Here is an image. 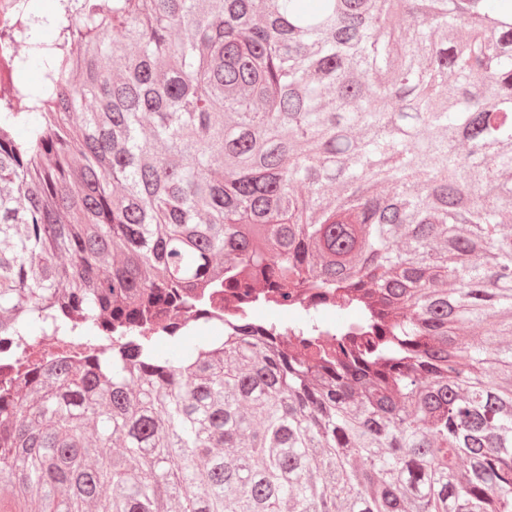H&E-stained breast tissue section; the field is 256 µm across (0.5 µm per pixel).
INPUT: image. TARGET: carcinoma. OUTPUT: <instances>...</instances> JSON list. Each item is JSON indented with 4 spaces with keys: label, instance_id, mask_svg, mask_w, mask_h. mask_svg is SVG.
<instances>
[{
    "label": "carcinoma",
    "instance_id": "carcinoma-1",
    "mask_svg": "<svg viewBox=\"0 0 512 512\" xmlns=\"http://www.w3.org/2000/svg\"><path fill=\"white\" fill-rule=\"evenodd\" d=\"M66 2L0 91V512H512V0Z\"/></svg>",
    "mask_w": 512,
    "mask_h": 512
}]
</instances>
